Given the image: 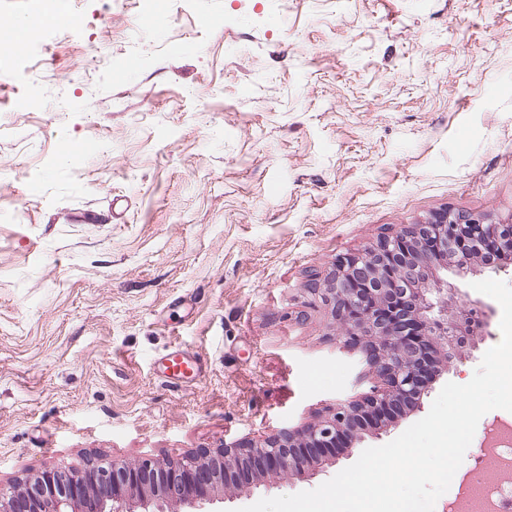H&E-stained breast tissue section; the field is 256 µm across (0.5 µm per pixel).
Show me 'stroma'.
Wrapping results in <instances>:
<instances>
[{
	"instance_id": "35a3bbf8",
	"label": "stroma",
	"mask_w": 512,
	"mask_h": 512,
	"mask_svg": "<svg viewBox=\"0 0 512 512\" xmlns=\"http://www.w3.org/2000/svg\"><path fill=\"white\" fill-rule=\"evenodd\" d=\"M0 0V482L298 423L355 363L310 291L451 208L512 216V0ZM82 154L63 162L69 145ZM439 370L385 444L501 339ZM200 354L168 383L166 353ZM236 492L312 490L356 462Z\"/></svg>"
}]
</instances>
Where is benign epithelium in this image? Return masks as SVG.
Here are the masks:
<instances>
[{"instance_id":"7a95c632","label":"benign epithelium","mask_w":512,"mask_h":512,"mask_svg":"<svg viewBox=\"0 0 512 512\" xmlns=\"http://www.w3.org/2000/svg\"><path fill=\"white\" fill-rule=\"evenodd\" d=\"M488 218L444 209L430 219L404 225L362 250L343 257L323 286L322 304L336 320L339 340L354 345L362 365L356 385L368 390L338 399L310 422L284 427L259 441L224 444L176 459L137 462L99 456L79 470L45 471L24 482L0 483V512H206L236 488V474L260 459L264 467L253 484L270 474L304 477L312 459L304 448L330 449L340 440L351 447L388 424L374 420L389 404L410 405L428 392L419 379L420 351L406 334L417 322L428 346L449 362L469 358L488 319H474L476 308L459 297L448 275H463L470 257L447 262L453 251L448 225L485 224Z\"/></svg>"}]
</instances>
